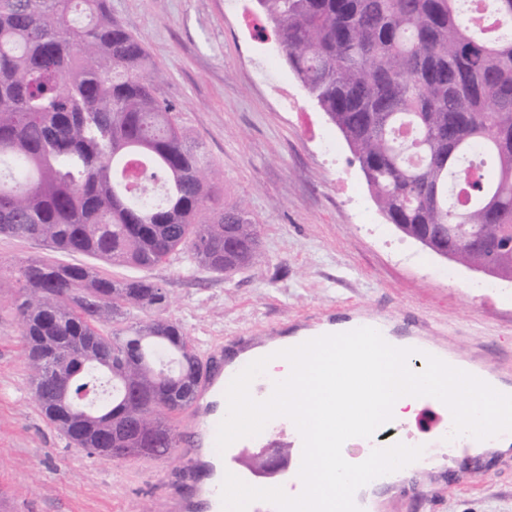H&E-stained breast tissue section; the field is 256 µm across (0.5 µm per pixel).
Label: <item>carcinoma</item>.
Masks as SVG:
<instances>
[{
	"instance_id": "obj_1",
	"label": "carcinoma",
	"mask_w": 512,
	"mask_h": 512,
	"mask_svg": "<svg viewBox=\"0 0 512 512\" xmlns=\"http://www.w3.org/2000/svg\"><path fill=\"white\" fill-rule=\"evenodd\" d=\"M387 220L512 275V0H256ZM108 0H0V235L150 268L180 248L230 277L261 248L203 143L154 93ZM163 187L147 199L152 182ZM12 312L42 415L105 461L166 455L202 364L147 279L28 261Z\"/></svg>"
}]
</instances>
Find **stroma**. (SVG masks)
<instances>
[{
  "label": "stroma",
  "instance_id": "35a3bbf8",
  "mask_svg": "<svg viewBox=\"0 0 512 512\" xmlns=\"http://www.w3.org/2000/svg\"><path fill=\"white\" fill-rule=\"evenodd\" d=\"M225 0H109L114 17L144 44L159 99L224 173V203H245L261 229V255L232 278L175 250L141 269L45 243L0 235V512H170L159 489L179 461L153 477L138 458L103 461L41 414L29 383L10 272L27 260L79 264L101 275L149 279L168 294L163 318L199 348L225 359L289 336L367 319L497 374L512 386V282L442 258L379 212L341 133L308 95L284 56L266 68L245 21ZM286 82L285 111L270 84ZM376 512H512V454L439 458L380 493Z\"/></svg>",
  "mask_w": 512,
  "mask_h": 512
}]
</instances>
